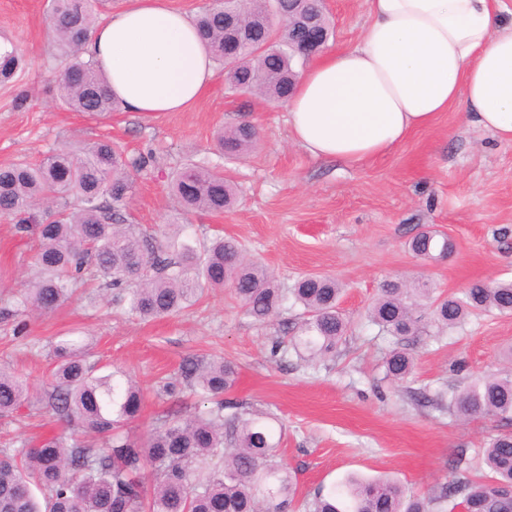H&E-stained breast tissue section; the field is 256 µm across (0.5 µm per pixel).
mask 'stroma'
<instances>
[{
	"label": "stroma",
	"mask_w": 512,
	"mask_h": 512,
	"mask_svg": "<svg viewBox=\"0 0 512 512\" xmlns=\"http://www.w3.org/2000/svg\"><path fill=\"white\" fill-rule=\"evenodd\" d=\"M47 3L0 0V36L24 59L14 80L0 84V164L34 162L102 136L122 144L131 158L154 153L148 169L131 174L130 223L149 233L180 224L196 239L235 238L284 288L306 274L331 277L343 288L340 306L350 330L335 356L312 364L292 351L280 361L271 355L300 307L285 303L277 317L259 323L228 290L149 322L100 288H77L57 309L34 314L17 298L37 273L36 240L0 221V364L37 395L27 413L0 417V449L18 450L65 430L40 398L50 389L55 344L77 330L89 361L123 369L143 390L133 435L167 412L194 414L198 399L188 387L169 395L163 386L178 379L185 357H221L238 367L225 400L272 412L282 423V460L300 494L352 473L394 480L417 494L439 490L454 474L473 475L486 442L512 432V420L464 417L450 400L473 379L512 366L502 357L512 345V314L477 311L440 331L428 321L429 308L421 307L420 329L405 342L415 370L396 382L384 369L393 340L367 322L365 312L393 278L427 280L444 297L461 295L475 281H512V143L499 142L453 108L360 166L317 159L293 141L286 104L228 89L220 66L206 96L184 111L120 109L99 121L57 100L60 65ZM326 10L334 23L326 51L355 45L368 23L366 0H328ZM244 119L258 126L260 140L243 156L225 158L215 134ZM189 159L223 171L236 189L231 209L183 214L169 182ZM421 230L448 236L447 258L413 256L407 243Z\"/></svg>",
	"instance_id": "obj_1"
}]
</instances>
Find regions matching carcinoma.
<instances>
[{
    "mask_svg": "<svg viewBox=\"0 0 512 512\" xmlns=\"http://www.w3.org/2000/svg\"><path fill=\"white\" fill-rule=\"evenodd\" d=\"M95 0H50L54 42L64 58L59 97L74 112L108 117L120 104L106 76L83 57L96 16ZM301 9L331 34L318 0H250V29L238 49L224 46V0H212L196 19L198 38L224 62L225 81L235 91H257L288 99L294 64L304 57L294 48L288 15ZM18 65L13 51L0 53V82ZM259 139L257 128L240 122L217 134V150L236 158ZM148 165L129 159L108 139L46 154L38 163L0 166V219L20 231L35 228L34 265L39 276L21 290L19 305L51 311L88 277L103 276L129 297V310L141 319L161 318L196 303L206 288L232 287L247 315L264 322L284 302L302 307L301 323L287 345L313 362L336 352L349 330L339 311L342 288L324 276H305L287 292L260 263L246 259L238 243L217 236L182 239L163 231L147 235L127 223L125 203L130 170ZM171 188L187 212L222 213L235 198L224 174L191 160L171 177ZM428 261L451 252L448 237L432 232L409 242ZM430 302L433 321L448 327L474 310L512 312V282L477 281L462 296L435 297L426 281L388 280L368 308L369 321L403 341L418 331L416 309ZM53 388L43 403L54 417L75 422L81 433L41 439L21 454L0 453V512H434L443 502L468 512H512V433L491 437L482 451L486 473L478 479L448 481L436 496L408 493L398 483L349 478L298 499L296 478L277 460L280 440L269 412H239L224 400L238 377L222 358H188L180 367L183 383L205 409L184 417L171 413L133 439L125 426L140 414L142 390L119 368L99 375L88 363L81 337L67 336L54 348ZM415 367L405 347L392 349L386 376L403 380ZM27 382L0 364V417L29 406ZM462 416L512 419V373L474 379L454 397Z\"/></svg>",
    "mask_w": 512,
    "mask_h": 512,
    "instance_id": "carcinoma-1",
    "label": "carcinoma"
}]
</instances>
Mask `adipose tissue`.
<instances>
[{
  "mask_svg": "<svg viewBox=\"0 0 512 512\" xmlns=\"http://www.w3.org/2000/svg\"><path fill=\"white\" fill-rule=\"evenodd\" d=\"M360 43L321 55L288 102L293 140L356 166L389 153L442 112L512 143V6L507 0H367ZM88 52L128 112H179L215 72L194 23L165 0H129Z\"/></svg>",
  "mask_w": 512,
  "mask_h": 512,
  "instance_id": "ef3b65f1",
  "label": "adipose tissue"
}]
</instances>
